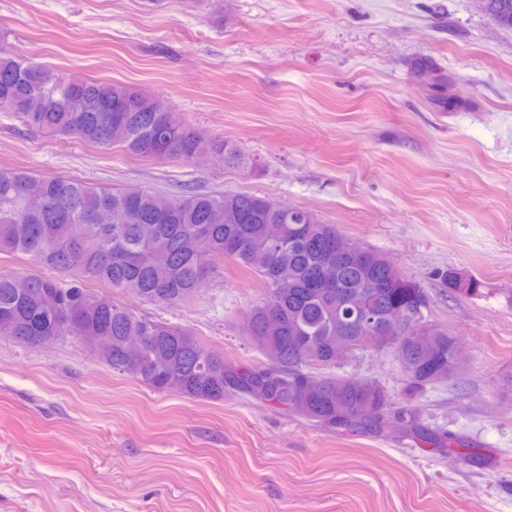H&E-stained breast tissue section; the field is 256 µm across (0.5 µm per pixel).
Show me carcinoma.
<instances>
[{
  "label": "carcinoma",
  "instance_id": "1",
  "mask_svg": "<svg viewBox=\"0 0 512 512\" xmlns=\"http://www.w3.org/2000/svg\"><path fill=\"white\" fill-rule=\"evenodd\" d=\"M483 14L512 17V0H486ZM0 108L52 140H76L101 148L121 147L136 158L190 160L204 151L224 164L245 158L232 144L204 143L177 112L154 111L153 96L139 88L84 76H64L0 47ZM280 224L274 244L268 225ZM336 227L302 208L248 193H182L165 199L146 189H112L62 177H38L0 168V256L22 254L50 275L0 273V336L33 345L36 336L112 337L104 363L126 372L124 349L131 335L146 337L137 371L157 392L179 378V393L222 401L230 393L293 413L327 428L379 433L394 415L405 435L460 445L447 432L421 423L408 405L392 410L388 391L357 376H336L341 328L353 321L351 300L387 315L394 307L425 304L423 291L401 276L381 252L351 246L339 260L341 285L319 292L307 284L321 255L336 243ZM205 252L254 273L269 294L246 315L267 361L240 365L209 350L191 330L163 323L112 301L91 288L99 284L158 305L197 296L224 268L197 269ZM448 285L469 294L478 282L454 271ZM438 328L430 335L384 339L413 390L448 380V344Z\"/></svg>",
  "mask_w": 512,
  "mask_h": 512
}]
</instances>
